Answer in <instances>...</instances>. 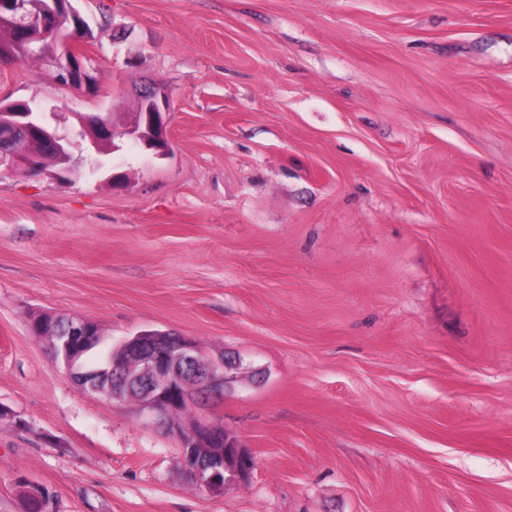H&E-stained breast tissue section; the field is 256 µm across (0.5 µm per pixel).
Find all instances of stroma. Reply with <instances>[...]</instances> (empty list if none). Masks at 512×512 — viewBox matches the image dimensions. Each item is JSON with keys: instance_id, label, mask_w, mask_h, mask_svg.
I'll return each mask as SVG.
<instances>
[{"instance_id": "stroma-1", "label": "stroma", "mask_w": 512, "mask_h": 512, "mask_svg": "<svg viewBox=\"0 0 512 512\" xmlns=\"http://www.w3.org/2000/svg\"><path fill=\"white\" fill-rule=\"evenodd\" d=\"M95 80L0 100L112 119L110 164L0 175V512H512V0H74ZM167 155L122 138L143 79ZM124 173L112 187L111 171ZM75 313L247 366L209 406L253 458L199 490L132 402L33 336Z\"/></svg>"}]
</instances>
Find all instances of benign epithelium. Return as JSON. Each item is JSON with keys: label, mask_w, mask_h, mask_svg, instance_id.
I'll list each match as a JSON object with an SVG mask.
<instances>
[{"label": "benign epithelium", "mask_w": 512, "mask_h": 512, "mask_svg": "<svg viewBox=\"0 0 512 512\" xmlns=\"http://www.w3.org/2000/svg\"><path fill=\"white\" fill-rule=\"evenodd\" d=\"M0 18L24 28L22 44L26 47L35 41L36 31L56 27L58 14L55 9L31 14L23 8L22 0H0ZM61 54L68 69L78 73L68 83L91 84L92 76L82 55L74 49L73 37L64 40ZM168 112L164 93L142 89L139 109L125 129L127 139L158 155L165 153L169 149ZM81 125L91 147L96 149L112 141L110 121L85 115ZM25 142L36 144L38 150L23 148ZM78 147L76 140L58 133L42 112L27 102L22 112L0 114V168L7 172L23 169L49 175L72 174L76 170L73 151ZM31 329L61 355L68 375L85 383L88 392L112 401H134L141 410L157 415V423L177 439L180 462L198 489L221 496L227 483L247 476L251 458L236 436L224 432L221 422L202 413L188 422L179 420L200 393L213 400L221 398L226 385L244 370L241 358H210L191 338L145 331L112 349V371L89 378L72 368L88 347L101 339L100 334H92L89 320L69 314L62 323L58 314L44 313L39 321L31 323Z\"/></svg>", "instance_id": "obj_1"}]
</instances>
